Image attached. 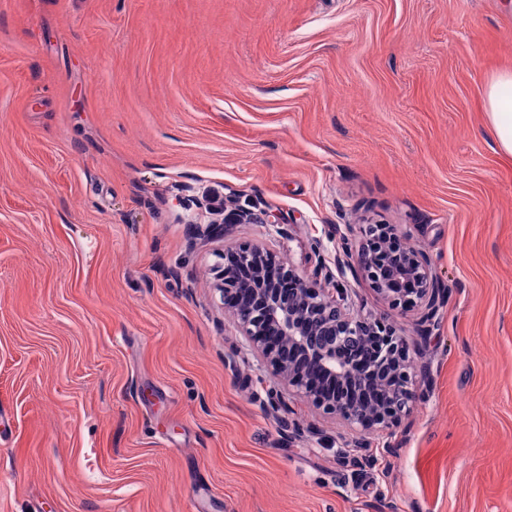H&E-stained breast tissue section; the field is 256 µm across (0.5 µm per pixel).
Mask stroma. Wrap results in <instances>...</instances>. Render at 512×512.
Instances as JSON below:
<instances>
[{"mask_svg": "<svg viewBox=\"0 0 512 512\" xmlns=\"http://www.w3.org/2000/svg\"><path fill=\"white\" fill-rule=\"evenodd\" d=\"M512 0H0V512H512ZM287 224L191 245L189 197ZM395 224L450 290L371 469L285 439L212 290L225 245L313 277ZM356 311L410 327L362 280ZM506 90L508 96L504 94ZM485 109L488 131L499 152L512 158V70L498 72L492 77Z\"/></svg>", "mask_w": 512, "mask_h": 512, "instance_id": "stroma-1", "label": "stroma"}]
</instances>
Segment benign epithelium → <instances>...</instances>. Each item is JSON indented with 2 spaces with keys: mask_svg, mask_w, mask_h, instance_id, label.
I'll return each mask as SVG.
<instances>
[{
  "mask_svg": "<svg viewBox=\"0 0 512 512\" xmlns=\"http://www.w3.org/2000/svg\"><path fill=\"white\" fill-rule=\"evenodd\" d=\"M208 205L216 219L197 230L201 243L219 227L229 233L233 224H270L278 236H288L268 209L237 205L226 213L212 201ZM328 238L338 240L334 266L320 263V276L313 280L261 245L227 247L215 290L223 302H233L224 309L273 380L263 405L294 430L288 400L306 399L356 433L338 451L340 461L368 467L374 463L365 454L370 436L393 433L418 391L427 388L428 376L424 369L414 372L406 329L354 313L348 278L367 282L388 305L415 313L413 334L423 349L439 324L448 290L424 250L396 244L400 234L393 224L366 225L358 245L335 224Z\"/></svg>",
  "mask_w": 512,
  "mask_h": 512,
  "instance_id": "7a95c632",
  "label": "benign epithelium"
}]
</instances>
